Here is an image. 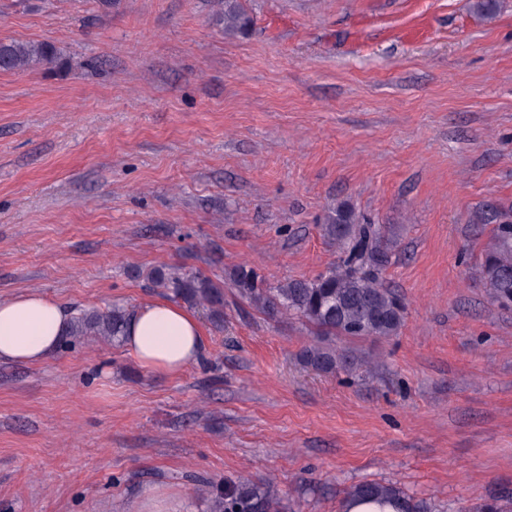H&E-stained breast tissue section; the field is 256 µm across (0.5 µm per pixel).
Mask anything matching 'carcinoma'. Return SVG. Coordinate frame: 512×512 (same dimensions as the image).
<instances>
[{"label":"carcinoma","instance_id":"obj_1","mask_svg":"<svg viewBox=\"0 0 512 512\" xmlns=\"http://www.w3.org/2000/svg\"><path fill=\"white\" fill-rule=\"evenodd\" d=\"M215 21L224 34L244 36L251 18L239 0H216ZM63 65L57 48L46 42L0 40V71L16 72L35 66ZM323 235L336 243L337 262L312 278L289 279L267 286L257 273L245 266L234 270L233 282L240 297L269 319L282 322L297 318L314 331L317 340L300 353L303 363L322 373L353 374L358 360L348 350L336 346V338H389L404 325L407 308L404 299L384 286L377 271L387 262L395 241L394 228L375 224L342 203L322 225ZM480 278L494 301L512 303V224L496 228L495 243L487 250L479 268ZM155 287L162 288L190 308L203 307L213 326L224 328L223 287L200 273H186L172 265L151 272ZM130 319L127 309L114 305L105 312L93 311L74 318L67 336L121 339ZM209 512H288V504L268 483L250 479L226 480L209 486ZM356 500L368 507L389 505L395 512H429L424 501L409 497L395 483L363 481L351 487L345 500ZM481 512H512V491L493 496Z\"/></svg>","mask_w":512,"mask_h":512}]
</instances>
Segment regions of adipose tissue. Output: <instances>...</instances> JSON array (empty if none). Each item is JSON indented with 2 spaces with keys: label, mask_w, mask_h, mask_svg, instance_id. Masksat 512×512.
<instances>
[{
  "label": "adipose tissue",
  "mask_w": 512,
  "mask_h": 512,
  "mask_svg": "<svg viewBox=\"0 0 512 512\" xmlns=\"http://www.w3.org/2000/svg\"><path fill=\"white\" fill-rule=\"evenodd\" d=\"M70 320L57 301L35 291L0 300V361L45 362L58 350ZM122 345L144 369L176 376L198 363L202 329L187 308L149 300L135 310Z\"/></svg>",
  "instance_id": "ef3b65f1"
}]
</instances>
